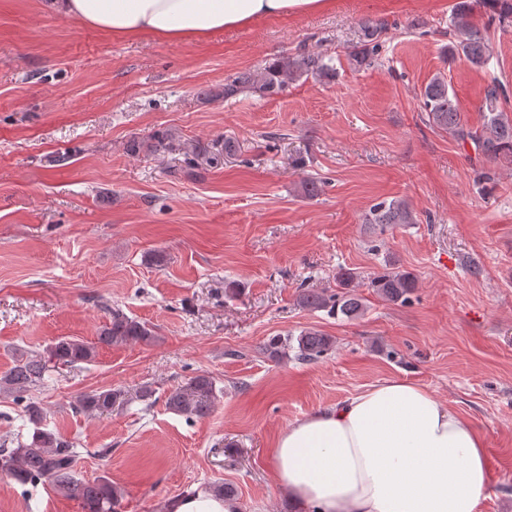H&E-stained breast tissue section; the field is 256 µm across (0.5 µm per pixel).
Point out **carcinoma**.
<instances>
[{
  "label": "carcinoma",
  "mask_w": 512,
  "mask_h": 512,
  "mask_svg": "<svg viewBox=\"0 0 512 512\" xmlns=\"http://www.w3.org/2000/svg\"><path fill=\"white\" fill-rule=\"evenodd\" d=\"M489 11L490 17L502 24L512 23V0H453L448 25V60L464 58L477 69L488 67L491 57L487 29L479 28L473 17L479 8ZM381 23L367 19L360 23L359 45L351 52L358 66H369L378 55ZM329 79L336 76L333 58L321 53L304 52L283 56L263 66L242 72L224 83V98H233L244 92L275 95L290 81L302 77ZM423 111L429 125L448 133L456 142L469 144L474 152L489 162H512V113L504 110V85L497 79L486 84L481 93L478 111L481 126H471L461 112L456 93L442 73L436 74L422 89ZM169 134L156 132L150 141L133 140L129 152L159 154L167 149ZM368 224H415L417 219L410 206L402 200H382L373 204L365 214ZM417 286L416 276L408 271L387 268L371 277L370 287L390 302L409 301ZM299 304L309 310H325L330 315L351 320L360 317L364 305L360 298L345 291L330 294L325 290L303 288ZM104 308L109 321L101 330L98 341L85 342L77 338H61L41 353L21 350L14 365L0 375V392L14 395L24 403L28 422L33 426L29 439L14 448H0V472L21 485L45 481L65 498L81 502L83 512H118L122 492L103 476L88 482L76 477L75 450L71 442L44 423L43 409L32 396V390L45 381L50 365L74 366L93 361L98 346L126 345L147 342L154 338L153 329L128 316L118 307L108 304ZM336 344L332 336L308 329L296 337V358L313 361L323 357ZM217 389L213 379L198 374L185 385L171 391L166 397L167 408L187 420L207 417L214 407ZM155 391L143 385L131 396L121 389H104L79 396L73 409L84 414H103L124 407L137 399L150 406Z\"/></svg>",
  "instance_id": "1"
}]
</instances>
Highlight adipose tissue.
<instances>
[{
    "label": "adipose tissue",
    "mask_w": 512,
    "mask_h": 512,
    "mask_svg": "<svg viewBox=\"0 0 512 512\" xmlns=\"http://www.w3.org/2000/svg\"><path fill=\"white\" fill-rule=\"evenodd\" d=\"M333 0H56L64 16L119 39L205 40ZM279 487L304 512H481L484 436L431 391L390 379L289 423L272 453Z\"/></svg>",
    "instance_id": "ef3b65f1"
}]
</instances>
